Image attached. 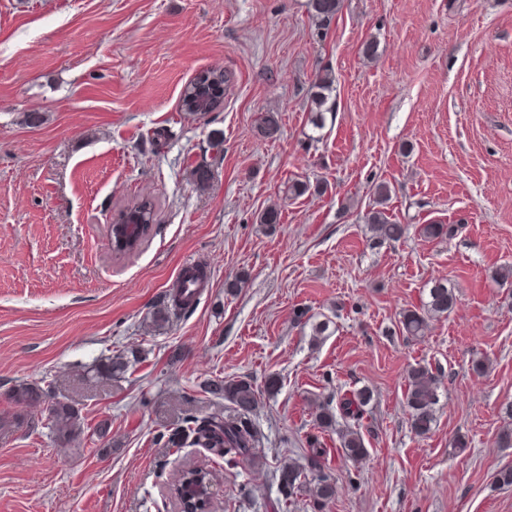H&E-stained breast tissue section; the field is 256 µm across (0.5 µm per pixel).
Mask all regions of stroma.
Segmentation results:
<instances>
[{
	"instance_id": "obj_1",
	"label": "stroma",
	"mask_w": 512,
	"mask_h": 512,
	"mask_svg": "<svg viewBox=\"0 0 512 512\" xmlns=\"http://www.w3.org/2000/svg\"><path fill=\"white\" fill-rule=\"evenodd\" d=\"M210 67L226 77L222 107L182 111L183 87ZM269 112L280 130L265 138ZM297 180L322 190L293 197ZM381 183L407 231L376 246L364 216ZM143 200L146 238L113 253L112 224ZM271 206L273 227L259 221ZM433 222L452 236L421 237ZM199 265L193 311L157 324L179 271ZM504 265L512 0H343L327 26L310 0H0V419L24 418L0 430V512H173L185 466L213 469L216 512H274L280 462L313 438L337 481L325 512H512V487L493 486L512 465L498 444L512 428ZM438 280L454 310L406 335L403 312ZM299 308L327 334L297 326ZM119 353L123 378L96 373ZM420 364L440 372L424 437L404 404ZM240 376L259 392L265 464L228 471L167 443L185 414L230 410L204 383ZM22 383L78 410L81 439L58 442L44 405L11 402ZM363 387L369 456L354 464L314 402Z\"/></svg>"
}]
</instances>
